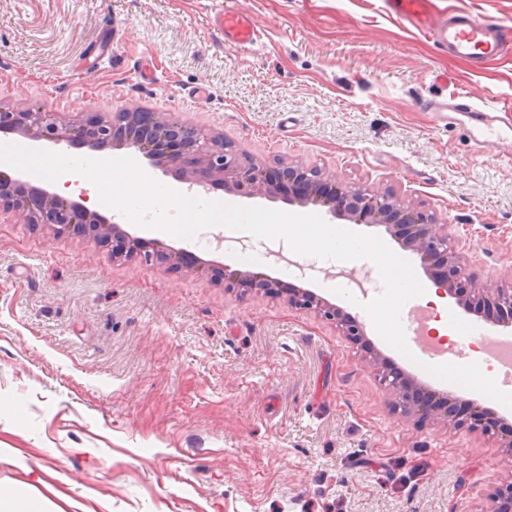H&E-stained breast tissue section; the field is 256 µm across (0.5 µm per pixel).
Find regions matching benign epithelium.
<instances>
[{
    "mask_svg": "<svg viewBox=\"0 0 512 512\" xmlns=\"http://www.w3.org/2000/svg\"><path fill=\"white\" fill-rule=\"evenodd\" d=\"M0 132L68 147L105 146L132 148L143 159L164 174L182 183L211 188L216 184L233 195L261 197L290 205L319 206L334 219L353 224L385 227L400 245L418 255L424 266L434 260L448 265V276L427 275L438 292L454 300L468 313L477 306L490 304L512 315V288L477 286L474 278L460 263L454 250L448 225L436 223L433 213L407 205L397 195L385 191L345 185L322 170L302 162H278L275 168L297 181L300 189L283 196L276 185L260 178L264 166L239 153L230 142L204 129L164 119L157 112H115L112 119L91 117L70 124L54 112L10 111L0 108ZM20 210L34 224L53 227L59 235H92L111 247V256L170 262L180 268L198 267L201 261L184 250L167 249L155 242L132 236L105 215L88 208L83 202L71 200L21 179L0 178V213ZM224 288L244 293L261 291L286 296L288 305L312 310L320 318L335 324L338 332L370 354L382 384L394 396L393 410L402 417L423 423L440 416L437 411L425 412L415 407L416 381L402 372H392L387 361L374 353L366 339L364 326L341 307L319 297L312 291L281 283L263 273L238 271L224 280ZM496 504L494 512H512V481L497 487L490 494Z\"/></svg>",
    "mask_w": 512,
    "mask_h": 512,
    "instance_id": "1",
    "label": "benign epithelium"
}]
</instances>
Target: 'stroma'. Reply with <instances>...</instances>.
Instances as JSON below:
<instances>
[{
    "label": "stroma",
    "instance_id": "1",
    "mask_svg": "<svg viewBox=\"0 0 512 512\" xmlns=\"http://www.w3.org/2000/svg\"><path fill=\"white\" fill-rule=\"evenodd\" d=\"M255 45L212 25L225 7ZM445 73L479 106L512 101V50L478 68L380 0H0V106L65 120L144 108L223 135L263 163L433 212L479 285L512 284V150L474 149L424 106ZM198 255L329 299L375 349L433 389L336 264L283 267L281 239L244 259L206 230ZM478 335L461 340L459 320ZM504 335L448 309V355ZM360 347L286 298L225 290L210 270L109 259L89 236L0 216V487L45 479L53 512H492L512 481L499 435L403 421ZM219 27L224 33V41L232 44L251 43L257 37L251 17L238 11L224 9V14L219 17Z\"/></svg>",
    "mask_w": 512,
    "mask_h": 512
}]
</instances>
